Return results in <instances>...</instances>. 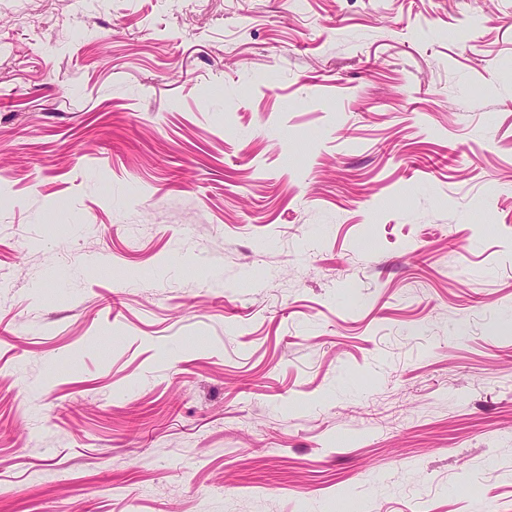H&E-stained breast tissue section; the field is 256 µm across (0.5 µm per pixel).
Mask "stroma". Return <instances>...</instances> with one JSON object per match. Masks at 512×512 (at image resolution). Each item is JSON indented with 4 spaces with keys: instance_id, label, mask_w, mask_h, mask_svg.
<instances>
[{
    "instance_id": "obj_1",
    "label": "stroma",
    "mask_w": 512,
    "mask_h": 512,
    "mask_svg": "<svg viewBox=\"0 0 512 512\" xmlns=\"http://www.w3.org/2000/svg\"><path fill=\"white\" fill-rule=\"evenodd\" d=\"M512 512V0H0V512Z\"/></svg>"
}]
</instances>
